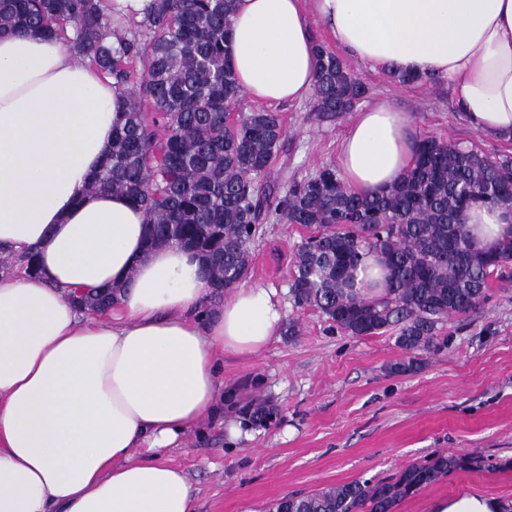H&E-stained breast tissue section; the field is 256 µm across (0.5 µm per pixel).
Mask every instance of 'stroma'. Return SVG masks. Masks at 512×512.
I'll list each match as a JSON object with an SVG mask.
<instances>
[{"mask_svg":"<svg viewBox=\"0 0 512 512\" xmlns=\"http://www.w3.org/2000/svg\"><path fill=\"white\" fill-rule=\"evenodd\" d=\"M345 63L366 88L353 111L321 121L312 100L277 106L285 138L266 182L278 191L337 164L356 111L376 100L409 113L417 136L512 154V141L463 122L446 81L405 85L354 58ZM307 234L269 219L249 245L248 285L276 288L299 335L279 336L256 356L225 355L221 371L225 389L243 402H269L276 420L242 424L234 440L228 423L237 414L228 410L164 454L187 474L195 512H267L283 496L386 480L441 453L469 464L405 497L394 512H430L435 499L461 488L512 502V275L492 277L483 307L449 320L447 352L422 355L419 370L396 374L390 367L403 353L394 332L352 336L318 310L294 305L289 279Z\"/></svg>","mask_w":512,"mask_h":512,"instance_id":"stroma-1","label":"stroma"}]
</instances>
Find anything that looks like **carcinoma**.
<instances>
[{
    "mask_svg": "<svg viewBox=\"0 0 512 512\" xmlns=\"http://www.w3.org/2000/svg\"><path fill=\"white\" fill-rule=\"evenodd\" d=\"M235 0H154L142 19H127L106 0H0V33L39 32L61 41L121 86L135 92L112 136L91 188L124 194L148 215L146 247L194 251L211 295L221 297L250 274L249 243L274 218L310 231L298 248L290 293L352 336L392 330L404 358L395 373L419 368L420 353L448 349V321L480 309L490 276L512 261V239L498 251L472 246L462 217L474 203L512 204V156L488 155L435 138L418 140L413 167L382 194L351 192L332 165L294 181L280 194L265 177L284 140L276 112L258 110L225 122L242 90L229 51ZM313 112L332 120L349 111L364 87L347 66L317 45ZM154 112L148 117L143 103ZM371 254L388 271V296L368 300L348 288ZM3 272H37L32 255H4ZM115 293L83 294L98 312ZM224 404L253 424L276 417L260 399ZM461 457L437 455L393 481H353L305 496H284L269 512H393L398 502L451 470Z\"/></svg>",
    "mask_w": 512,
    "mask_h": 512,
    "instance_id": "cac0c4a2",
    "label": "carcinoma"
}]
</instances>
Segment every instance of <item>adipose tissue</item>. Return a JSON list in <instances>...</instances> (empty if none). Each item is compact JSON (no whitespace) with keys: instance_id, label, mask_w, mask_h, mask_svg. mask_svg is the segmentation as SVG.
Here are the masks:
<instances>
[{"instance_id":"adipose-tissue-1","label":"adipose tissue","mask_w":512,"mask_h":512,"mask_svg":"<svg viewBox=\"0 0 512 512\" xmlns=\"http://www.w3.org/2000/svg\"><path fill=\"white\" fill-rule=\"evenodd\" d=\"M371 66L448 82L470 128L512 139V0H236L231 63L241 89L291 103L314 88L311 22ZM119 87L56 39L0 34V246L34 253V276L0 278V512H195L164 452L221 413L218 364L280 336L273 288L236 289L216 314L189 250L146 249L147 214L90 183L123 121ZM411 118L357 112L340 153L347 187L376 194L411 168ZM464 228L495 252L512 208L473 204ZM118 288L106 315L68 290ZM461 489L432 512H507Z\"/></svg>"}]
</instances>
